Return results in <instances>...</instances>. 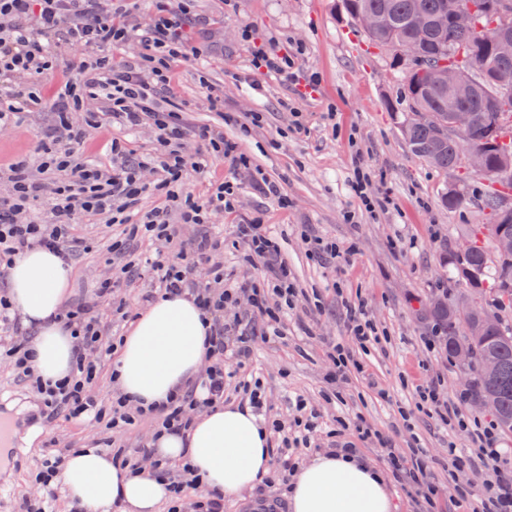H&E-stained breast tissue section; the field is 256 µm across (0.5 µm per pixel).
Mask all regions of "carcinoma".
<instances>
[{
    "instance_id": "cac0c4a2",
    "label": "carcinoma",
    "mask_w": 512,
    "mask_h": 512,
    "mask_svg": "<svg viewBox=\"0 0 512 512\" xmlns=\"http://www.w3.org/2000/svg\"><path fill=\"white\" fill-rule=\"evenodd\" d=\"M469 0H343V6L351 18L363 13H375L387 20V25L366 38L375 47H386L389 42L402 45L412 44L421 56L435 63L452 62L461 49L475 57L472 79L476 84H485L492 78L509 77L507 86L501 88L503 104L507 111L497 114L488 111V101L479 93L458 97L446 91H437L426 82L413 88L406 83L402 97L408 111L433 112L439 116V123L432 125L412 117L402 124V133L411 152L431 167L442 172H454L457 165L458 136L448 131V113L471 112L474 124L467 136L473 144L486 149L487 165L491 172L488 180L506 185L512 190V178L502 179L493 169L498 167L500 151L487 147L490 128L497 123V117L512 122V59L501 61L496 74L484 69V59L490 55L485 42L487 32L475 29H459L446 21L445 16L453 7L463 8ZM507 193L492 191L484 200L492 223L487 225L488 238L495 239L494 226L503 225L512 230V210L503 207ZM471 236L472 251L460 261L448 257V265L455 274L467 281L476 292H483L484 284L496 275V287L490 288L493 301L512 305V257L490 253L478 239ZM454 304H437L432 313L442 325L448 355L456 356V349L463 347L470 353L469 369L473 371L472 390L477 398L493 397L497 402L494 418L497 427L506 435L512 434V327L503 326L498 315L484 307L470 309L469 317L463 321L456 317Z\"/></svg>"
}]
</instances>
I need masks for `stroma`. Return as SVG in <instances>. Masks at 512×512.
Wrapping results in <instances>:
<instances>
[{
	"label": "stroma",
	"instance_id": "stroma-1",
	"mask_svg": "<svg viewBox=\"0 0 512 512\" xmlns=\"http://www.w3.org/2000/svg\"><path fill=\"white\" fill-rule=\"evenodd\" d=\"M187 33L203 50L204 63L182 60L171 64L169 99L189 104L187 119L194 125L223 127L225 139L235 141L250 160L236 169L212 160L207 173L191 174L186 188L205 196L214 182L235 188L236 213L212 216L209 234L223 238L215 256L224 267V282L250 279L263 282V265L244 264L235 243L233 226L261 217L281 248V257L294 277L298 296L279 335L256 338L249 360L264 384L274 414L293 422L297 400H305L319 415V427L309 447L293 449L298 463H310L329 448L328 430L337 417L362 416L397 447L425 448L442 487L435 512H459L457 490L480 495L486 472L467 470L449 474L448 453L475 456L476 447L458 429L439 417L417 414L404 423L398 405H413L417 386L439 384L447 397L462 393L466 366L448 354L446 345L430 349L422 342L436 329L430 313L434 302L463 296L486 304L489 296L472 292L448 265V256L469 237L472 229L489 224L482 200L488 179L463 170L440 172L413 155L400 123L405 102L400 90L406 71L391 67L389 51L368 43L356 22L344 12L342 0H190ZM254 32L270 48L292 52L301 77H316L315 97L300 96L299 86L257 73L254 47L244 32ZM224 95V110H213L200 87V74ZM302 114L295 129L292 109ZM263 119L249 133L240 126L251 113ZM48 111L26 113L19 123L0 131V194L9 190L8 167L26 158L38 163L39 149L53 126ZM126 140L140 153L151 152L156 131L145 125L135 131L116 126H90L84 148L103 167L112 157L106 150L112 138ZM362 156L376 177L370 193L389 198L387 210L370 214L359 210L351 190L352 159ZM280 184L288 196L281 206L265 193L261 178ZM464 189L467 202L457 209L440 204L449 189ZM356 214L345 223L344 211ZM120 226H108L106 217L83 221L77 228L88 250L69 268L71 288L67 305L85 306L111 322L114 335H126L130 325L118 320L114 306L98 294L113 269L101 245ZM319 236L354 247L349 263L320 264L309 259L302 235ZM363 298L379 329V340L368 352H356L362 372L352 374L340 388L341 400H327L328 340L345 334L346 301ZM325 303L323 315L313 310L315 299ZM7 340H0V405L11 417L13 437L7 445L8 467H0V512H22L36 494L34 477L51 458L54 447L97 446L111 437L115 446L138 447L150 437L144 421L126 431L108 433L66 416L46 422L25 384L5 356Z\"/></svg>",
	"mask_w": 512,
	"mask_h": 512
}]
</instances>
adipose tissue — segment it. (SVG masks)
<instances>
[{
    "instance_id": "1",
    "label": "adipose tissue",
    "mask_w": 512,
    "mask_h": 512,
    "mask_svg": "<svg viewBox=\"0 0 512 512\" xmlns=\"http://www.w3.org/2000/svg\"><path fill=\"white\" fill-rule=\"evenodd\" d=\"M67 269L57 254L30 249L8 274V295L35 331L30 348L37 375L55 381L70 374L73 341L50 317L69 294ZM208 332L190 299L157 298L124 336L113 366L120 393L138 405L158 404L201 368ZM159 457L188 463L207 489L236 497L271 470L268 435L249 407L221 405L197 416L185 436L161 437ZM57 481L88 512H156L170 498L165 482L115 465L98 448L70 453ZM291 512H390L383 475L364 460L328 452L300 468L288 494Z\"/></svg>"
}]
</instances>
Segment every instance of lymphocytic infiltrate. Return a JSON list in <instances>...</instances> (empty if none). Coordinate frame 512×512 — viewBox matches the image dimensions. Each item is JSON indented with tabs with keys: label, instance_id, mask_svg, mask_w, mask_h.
<instances>
[{
	"label": "lymphocytic infiltrate",
	"instance_id": "obj_1",
	"mask_svg": "<svg viewBox=\"0 0 512 512\" xmlns=\"http://www.w3.org/2000/svg\"><path fill=\"white\" fill-rule=\"evenodd\" d=\"M153 2L151 23L141 32L127 25L122 13L112 11L107 0H0V128L9 118L24 112L56 111L58 121L53 133L58 148L44 166L62 174L49 187L25 162L11 164L10 195L0 201V274H7L16 259L36 246L55 250L64 262H71L74 253L85 246L75 232L77 224L88 217L107 215L112 223L121 225L122 231L108 236L104 248L121 264L102 282V297L113 298L116 288L132 280L144 265L164 294L193 298L210 320L204 372L165 403L148 409L130 404L122 396L106 402L92 392L102 363L117 353L118 345L88 308H64L55 316L74 340L72 373L65 380L52 382L35 376L29 337H15L10 346L13 368L40 399L46 419L63 412L91 425L104 424L112 431H123L149 419L154 421V433L159 436L187 431L194 414L223 404L224 380L231 375L247 392L250 407L263 409L266 399L260 386L254 385L253 374L245 368L251 339L229 335L224 311L227 305L247 299L251 313L273 335L293 306L297 291L287 265L279 258L278 245L261 218L235 225L234 233L245 262L262 263L268 268L272 280L268 288L246 282L235 288L224 287L223 268L210 264L218 241L180 236L181 224H206L214 213L233 208L232 184H215L201 199L184 191L188 174L207 172L212 158L243 166L249 160L238 153L235 143L225 140L223 131L190 125L186 106L161 105L160 99L170 85V60L179 57L196 62L203 51L184 32L189 13L185 0ZM61 33L81 56L70 65L68 77L52 97L46 98L37 87L58 65L52 39ZM134 38L142 45L138 63L114 62L112 49ZM19 75L30 79L29 87L16 86L14 79ZM91 105L96 108L97 121L130 130L145 124L154 126V151L140 155L115 138L110 147L111 167H100L85 155L84 129L73 118L74 113L86 111ZM188 141L200 143L202 152L185 154L183 145ZM47 190L53 194L54 205L46 221L31 216L30 210ZM148 193L175 203L181 212V224L170 223L163 207L141 211L139 202ZM144 237L178 243L179 249L172 255L159 253L140 261L130 251L134 242ZM205 264L211 267L212 281L208 284L195 278L197 268ZM337 425L339 431L348 430L353 435L343 444L344 453H356V441H372L383 471L396 478H409L422 501L433 504L439 488L424 449L406 452L396 448L360 418L351 422L341 419ZM312 430V424L300 420L290 425L272 420L275 478L284 481L294 472L295 463L287 448L292 443H308ZM477 440V458L490 474L483 484L478 512H512V455L497 448L493 425L478 426ZM103 445L110 448L113 461L123 468L169 482L173 497L168 512H224V494L217 490L208 491L206 500L188 501L187 492L197 487V480L188 469L172 471L169 462L158 458L154 442L130 451L113 448L108 438Z\"/></svg>",
	"mask_w": 512,
	"mask_h": 512
}]
</instances>
